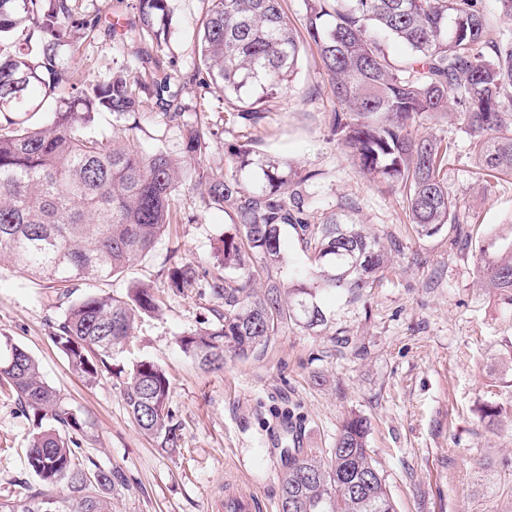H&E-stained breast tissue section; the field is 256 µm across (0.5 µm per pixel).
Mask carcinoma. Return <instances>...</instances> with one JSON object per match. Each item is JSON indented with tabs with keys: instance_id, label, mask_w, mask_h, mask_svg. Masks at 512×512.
<instances>
[{
	"instance_id": "obj_1",
	"label": "carcinoma",
	"mask_w": 512,
	"mask_h": 512,
	"mask_svg": "<svg viewBox=\"0 0 512 512\" xmlns=\"http://www.w3.org/2000/svg\"><path fill=\"white\" fill-rule=\"evenodd\" d=\"M196 23L194 80L224 97L250 125L264 117L268 98L288 92L303 41L284 0H206ZM306 41L321 59L337 108L332 128L365 177L406 191L411 224L430 237L447 224L462 229L444 171L450 144L414 133L423 116L454 112L470 137L479 169L512 178V37L490 36L482 0H302ZM141 30L123 39L161 46L168 40L167 0H136ZM101 16H78L69 0H0V263L63 285L121 274L148 255L166 226L179 223L172 207L190 181L205 205L228 212L234 232L214 253L213 270L175 260L168 287L187 295L210 290L214 320L179 337L181 350L209 369L231 353L247 357L269 344L285 320L307 328L324 322L315 302L321 290L358 297L389 273L392 249L363 231L341 203L321 224L308 221L301 175L286 159L249 141L227 148L229 167L203 163L215 133L204 122H181L182 87L170 73L151 81L120 65L103 82L77 83L62 62L71 32H91ZM181 135L177 154L142 148L141 93ZM51 112L47 123L25 116ZM112 116L113 135L93 132ZM291 226L310 253L309 282L288 288L274 274L284 261L283 230ZM261 255L266 286H254L250 264ZM478 276L512 302V242L487 239ZM159 310L145 286L123 296L88 293L68 305L52 340L72 369L88 380L111 367L133 335L137 318ZM0 384L34 417L24 448L36 485L0 512H112L119 471L83 452L81 409L43 379L24 348L6 346ZM128 413L160 448L180 447L170 409V381L157 364L140 360L123 383ZM370 424L343 419L327 457L285 451L279 512H398L370 454Z\"/></svg>"
}]
</instances>
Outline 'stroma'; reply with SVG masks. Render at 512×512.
<instances>
[{
    "label": "stroma",
    "mask_w": 512,
    "mask_h": 512,
    "mask_svg": "<svg viewBox=\"0 0 512 512\" xmlns=\"http://www.w3.org/2000/svg\"><path fill=\"white\" fill-rule=\"evenodd\" d=\"M133 0H72L79 15L98 14L103 29L74 33L67 61L81 81H104L116 65L141 69L138 46L109 34L112 22L139 26ZM169 39L153 48L152 64L181 82L184 119H207L218 132L204 157L225 166L224 146L256 139L261 152L313 172L306 184L309 220L321 223L337 204H355L364 227L396 245L395 267L366 297L316 296L324 324L307 330L284 322L268 346L248 358L226 356L223 369L202 368L176 340L210 316L207 294L183 296L168 286L170 256L208 264L233 226L224 210L205 206L200 190L181 189L170 225L156 248L123 274L80 281L62 292L55 283L0 265V350L12 343L38 361L47 383L81 408V446L125 477L112 512H218L226 487L257 497L261 512H278L284 445H269L270 428L301 429L306 448L328 453L348 413L370 421L371 455L398 512H512V305L482 287L475 254L491 237L512 241V178L483 176L456 115H431L418 134L448 142L445 182L470 226L425 237L409 221L405 195L361 176L331 127L336 101L315 47H306L287 94L269 99L260 126L233 117L223 98L192 80V35L204 0H167ZM149 285L158 313L138 319L134 335L93 382L69 366L51 339L70 301L90 292L126 294ZM161 366L181 429L173 453L158 448L130 418L121 397L125 369L139 360ZM501 404L499 421L481 420L486 402ZM34 417L0 390V500L22 496L32 481L21 453Z\"/></svg>",
    "instance_id": "obj_1"
}]
</instances>
